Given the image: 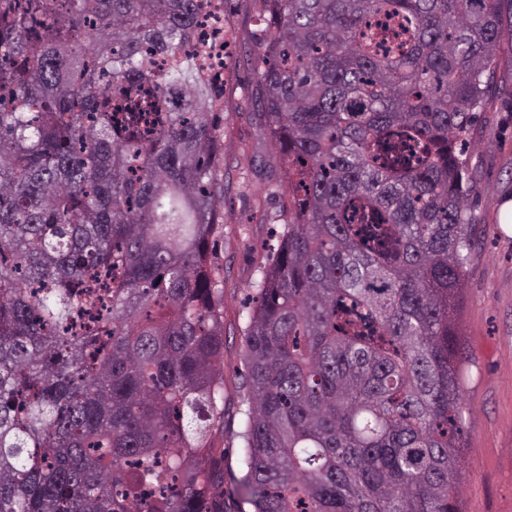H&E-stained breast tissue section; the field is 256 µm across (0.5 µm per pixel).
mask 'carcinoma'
Segmentation results:
<instances>
[{
	"label": "carcinoma",
	"mask_w": 512,
	"mask_h": 512,
	"mask_svg": "<svg viewBox=\"0 0 512 512\" xmlns=\"http://www.w3.org/2000/svg\"><path fill=\"white\" fill-rule=\"evenodd\" d=\"M214 0H0V512H459L457 150L512 97V0H262L283 231L224 478ZM206 36V44L209 48L210 59L207 60V72L215 79H220L223 71L224 61V27L221 20L214 22L211 26L208 23L202 28Z\"/></svg>",
	"instance_id": "1"
}]
</instances>
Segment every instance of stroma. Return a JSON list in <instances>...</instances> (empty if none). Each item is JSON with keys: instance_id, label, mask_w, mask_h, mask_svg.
Here are the masks:
<instances>
[{"instance_id": "1", "label": "stroma", "mask_w": 512, "mask_h": 512, "mask_svg": "<svg viewBox=\"0 0 512 512\" xmlns=\"http://www.w3.org/2000/svg\"><path fill=\"white\" fill-rule=\"evenodd\" d=\"M259 0H225L233 42L224 70V231L212 260L224 290V471H241L244 416L237 392L245 374L242 331L246 296L261 278V244L279 226V212L262 185L278 158L258 136L249 81L263 37ZM477 172L470 199L481 228L461 305L467 438L461 512H512V234L499 208L512 200V112L482 113L479 136L469 148Z\"/></svg>"}]
</instances>
